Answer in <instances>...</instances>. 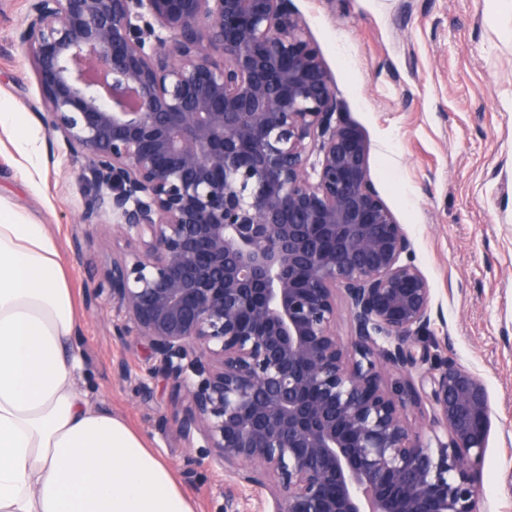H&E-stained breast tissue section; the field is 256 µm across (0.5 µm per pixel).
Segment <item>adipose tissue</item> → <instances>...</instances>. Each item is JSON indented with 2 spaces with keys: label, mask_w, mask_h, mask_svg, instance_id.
Instances as JSON below:
<instances>
[{
  "label": "adipose tissue",
  "mask_w": 512,
  "mask_h": 512,
  "mask_svg": "<svg viewBox=\"0 0 512 512\" xmlns=\"http://www.w3.org/2000/svg\"><path fill=\"white\" fill-rule=\"evenodd\" d=\"M78 322L47 225L0 200V512H196L166 460L80 388Z\"/></svg>",
  "instance_id": "1"
}]
</instances>
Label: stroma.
I'll return each mask as SVG.
<instances>
[{"mask_svg": "<svg viewBox=\"0 0 512 512\" xmlns=\"http://www.w3.org/2000/svg\"><path fill=\"white\" fill-rule=\"evenodd\" d=\"M318 45L336 110L369 144L372 182L413 245L433 289L430 342L440 359L484 379L493 414L480 470V512H512V12L485 0H289ZM26 0H0V101L38 137L31 166L0 131V198L54 237L75 293L84 389L172 466L196 512H220L230 475L195 464L176 434L170 387L138 383L147 346L113 334L112 302L95 286L123 249L111 220L81 221L83 156L35 116L42 101L16 47Z\"/></svg>", "mask_w": 512, "mask_h": 512, "instance_id": "35a3bbf8", "label": "stroma"}]
</instances>
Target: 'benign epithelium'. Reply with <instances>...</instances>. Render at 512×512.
<instances>
[{
  "mask_svg": "<svg viewBox=\"0 0 512 512\" xmlns=\"http://www.w3.org/2000/svg\"><path fill=\"white\" fill-rule=\"evenodd\" d=\"M29 2L38 118L125 243L97 293L195 462L272 479V512H476L488 387L432 364V288L288 0Z\"/></svg>",
  "mask_w": 512,
  "mask_h": 512,
  "instance_id": "1",
  "label": "benign epithelium"
}]
</instances>
